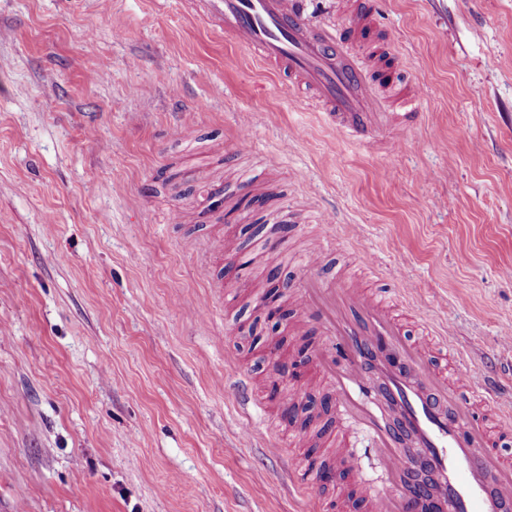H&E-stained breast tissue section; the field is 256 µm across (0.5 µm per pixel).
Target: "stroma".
<instances>
[{
    "instance_id": "stroma-1",
    "label": "stroma",
    "mask_w": 512,
    "mask_h": 512,
    "mask_svg": "<svg viewBox=\"0 0 512 512\" xmlns=\"http://www.w3.org/2000/svg\"><path fill=\"white\" fill-rule=\"evenodd\" d=\"M369 2L423 120L367 148L190 0H0V512H316L243 429L316 446L270 388L320 338L293 302L278 335L257 315L317 244L320 277L411 306L407 336H455L512 404V0ZM343 435L364 467L322 498L369 512L385 474L360 424Z\"/></svg>"
}]
</instances>
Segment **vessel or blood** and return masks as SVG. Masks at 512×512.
Returning <instances> with one entry per match:
<instances>
[{"instance_id": "vessel-or-blood-1", "label": "vessel or blood", "mask_w": 512, "mask_h": 512, "mask_svg": "<svg viewBox=\"0 0 512 512\" xmlns=\"http://www.w3.org/2000/svg\"><path fill=\"white\" fill-rule=\"evenodd\" d=\"M211 26L253 52L278 74L311 93L337 133L361 143L393 131L415 129L419 95L397 87L371 37L378 20L368 9L349 5L348 26L334 36L309 27L297 0H192ZM297 311L313 322L326 345L316 363L335 396L338 419L360 418L391 477L386 491L368 495L371 512H512V439L504 408L485 394L479 371L449 377L454 337L438 339L440 362L424 342L411 341L386 300L344 275L324 281L301 277ZM394 406L414 440L410 453L396 448L384 411ZM432 468L433 489L413 486L405 473ZM289 485L319 501L311 473L289 461Z\"/></svg>"}]
</instances>
